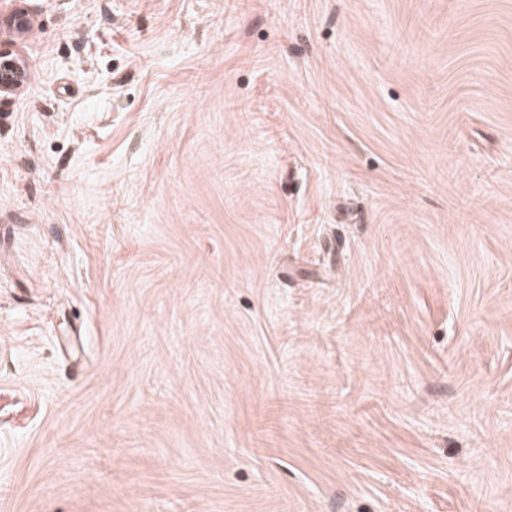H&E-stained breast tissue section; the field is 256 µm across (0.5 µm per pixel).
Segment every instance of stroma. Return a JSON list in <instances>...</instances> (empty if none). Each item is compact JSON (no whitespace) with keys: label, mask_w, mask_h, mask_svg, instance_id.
Here are the masks:
<instances>
[{"label":"stroma","mask_w":512,"mask_h":512,"mask_svg":"<svg viewBox=\"0 0 512 512\" xmlns=\"http://www.w3.org/2000/svg\"><path fill=\"white\" fill-rule=\"evenodd\" d=\"M0 512H512V0H16Z\"/></svg>","instance_id":"stroma-1"}]
</instances>
